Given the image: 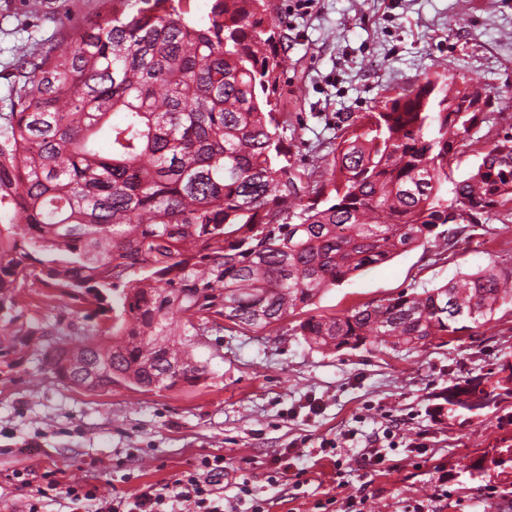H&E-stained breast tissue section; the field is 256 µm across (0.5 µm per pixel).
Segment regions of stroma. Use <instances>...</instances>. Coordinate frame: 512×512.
Returning a JSON list of instances; mask_svg holds the SVG:
<instances>
[{"label":"stroma","mask_w":512,"mask_h":512,"mask_svg":"<svg viewBox=\"0 0 512 512\" xmlns=\"http://www.w3.org/2000/svg\"><path fill=\"white\" fill-rule=\"evenodd\" d=\"M28 2L0 0V112L10 108L16 45L72 36L106 10L103 0H41L33 15ZM460 2L317 0L304 14L294 0H268L271 14L290 24L280 100L297 166L310 167L351 116L436 66L451 86L479 84L500 104L512 100V0H472L466 12ZM491 264L512 265V224L480 225L453 249L431 242L403 252L321 293L313 312L340 314ZM195 355L206 377L171 390L116 383L87 391L57 381L34 357L13 370L0 366V505L22 512L27 491L11 479L17 470L53 471L110 496L173 481L202 456L220 454L225 495L249 482L269 512H316L317 502L360 488L364 512H403L408 501L430 498L442 477L453 493L444 512H512V503L486 496L512 491L497 427L512 407L430 414L448 386L512 363V304L442 346L332 352L285 328H234L207 337ZM394 423L400 447L390 457L400 468L364 483L359 451ZM326 439L337 442L335 459L316 461L301 488L268 485L278 453L309 452ZM412 442L428 455L405 458ZM477 459L484 473L474 481L467 466Z\"/></svg>","instance_id":"1"}]
</instances>
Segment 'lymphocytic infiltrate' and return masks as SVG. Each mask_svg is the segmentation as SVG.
<instances>
[{
  "label": "lymphocytic infiltrate",
  "instance_id": "f902f5d3",
  "mask_svg": "<svg viewBox=\"0 0 512 512\" xmlns=\"http://www.w3.org/2000/svg\"><path fill=\"white\" fill-rule=\"evenodd\" d=\"M13 477L29 491L26 512H41L51 492L64 495L69 512H266V500L241 483L234 499L224 497V458L208 455L194 470L166 483L143 485L129 495L106 497L90 484H61L51 473L17 471Z\"/></svg>",
  "mask_w": 512,
  "mask_h": 512
}]
</instances>
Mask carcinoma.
Returning <instances> with one entry per match:
<instances>
[{
  "label": "carcinoma",
  "mask_w": 512,
  "mask_h": 512,
  "mask_svg": "<svg viewBox=\"0 0 512 512\" xmlns=\"http://www.w3.org/2000/svg\"><path fill=\"white\" fill-rule=\"evenodd\" d=\"M76 38L15 48L0 114V364L36 351L88 390L194 386L196 336L224 322L265 330L355 273L464 228L512 217V132L485 142L462 180L448 166L503 109L450 91L438 72L359 113L311 181L288 151L279 46L266 0H110ZM483 112H450L448 97ZM64 298L90 328L21 306ZM512 299V268L486 267L292 328L310 346L416 349L484 327ZM179 369H172V364ZM491 389L465 380L445 402L512 400V364Z\"/></svg>",
  "instance_id": "obj_1"
}]
</instances>
